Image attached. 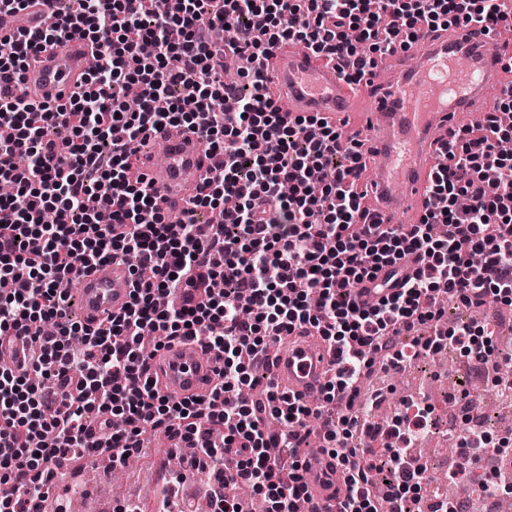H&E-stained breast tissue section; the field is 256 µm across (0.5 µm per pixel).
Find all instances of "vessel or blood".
<instances>
[{
    "instance_id": "vessel-or-blood-1",
    "label": "vessel or blood",
    "mask_w": 512,
    "mask_h": 512,
    "mask_svg": "<svg viewBox=\"0 0 512 512\" xmlns=\"http://www.w3.org/2000/svg\"><path fill=\"white\" fill-rule=\"evenodd\" d=\"M56 21L47 0H31L23 14L6 17L0 35L17 28L42 30ZM88 39L74 34L38 54L18 89L26 101L56 103L77 90L87 74ZM512 57V34L470 24L445 38L423 34L413 53H399L390 82L349 84L335 63L301 46L279 49L262 69L282 91L284 111L317 113L348 128L351 138L370 150L376 165L370 176L358 177L386 224H414L428 203L430 177L439 166L440 144L461 113L472 121L484 116L483 101L500 93L503 65ZM161 146L162 156L140 155V167L159 205L168 212L188 208L205 182L221 173L219 160L206 152L193 133L170 126L147 133ZM132 279L127 269L105 262L85 275L75 295L84 323L106 327L112 314L130 301ZM333 353L318 340L288 342L271 355L269 374L276 386L305 402L319 400L328 381ZM219 362L200 342L185 341L165 350L156 363L158 388L181 399L210 391ZM311 512H328L343 485L340 467L323 449L304 459Z\"/></svg>"
}]
</instances>
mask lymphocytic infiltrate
Returning <instances> with one entry per match:
<instances>
[{"label": "lymphocytic infiltrate", "instance_id": "lymphocytic-infiltrate-1", "mask_svg": "<svg viewBox=\"0 0 512 512\" xmlns=\"http://www.w3.org/2000/svg\"><path fill=\"white\" fill-rule=\"evenodd\" d=\"M511 22L502 0H379L375 10L369 0H74L52 28L0 37V181L15 186L0 198V345L26 336L40 349L22 369L0 365V484L14 488L0 512H45L60 464L121 468L147 429L191 448L189 467L210 466L217 512H242L229 493L237 485L262 489L269 512H292L308 497L298 446L312 433L335 441L330 454L346 471L337 512H400L420 470L399 468L402 451L391 449L397 489L375 495L354 441L363 417L342 399L376 359L400 367L395 338L423 324L490 361L487 322L443 327L430 297L512 306V155L498 149L508 130L497 121L512 88L484 126L451 131L429 205L404 233L380 223L358 191L359 143L325 119L281 111L264 75L242 62L299 43L359 85L421 30ZM73 30L96 47L83 90L54 106L16 97L29 58ZM230 57L241 62L234 83L224 80ZM130 84L140 91L133 111ZM166 124L224 156L221 178L176 224L136 163L143 134ZM204 207L218 216L200 224ZM410 253L413 275L385 279L376 305L358 303L364 281ZM105 261L127 266L133 289L95 329L65 303L70 285ZM147 327L166 345L192 338L217 352L209 395L160 394ZM290 335L322 337L333 351L323 405L270 383L261 398H240L258 383L252 359Z\"/></svg>", "mask_w": 512, "mask_h": 512}]
</instances>
